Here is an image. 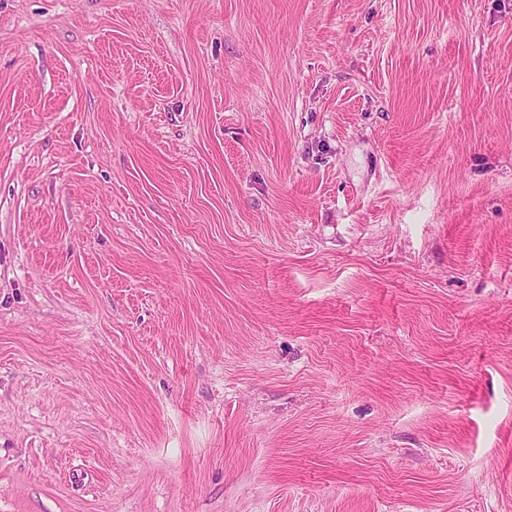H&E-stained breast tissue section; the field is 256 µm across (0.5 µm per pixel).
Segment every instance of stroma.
Listing matches in <instances>:
<instances>
[{"mask_svg":"<svg viewBox=\"0 0 512 512\" xmlns=\"http://www.w3.org/2000/svg\"><path fill=\"white\" fill-rule=\"evenodd\" d=\"M0 512H512V0H0Z\"/></svg>","mask_w":512,"mask_h":512,"instance_id":"stroma-1","label":"stroma"}]
</instances>
